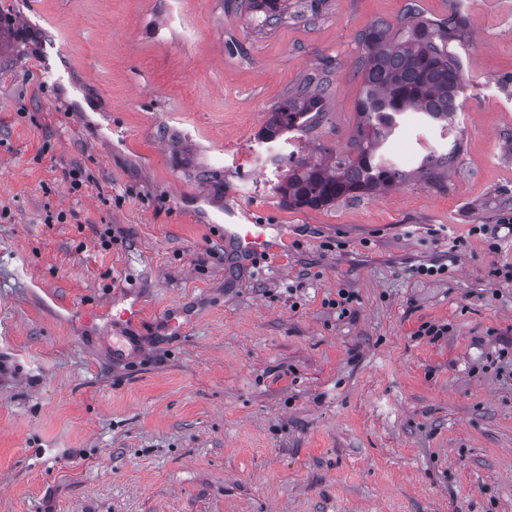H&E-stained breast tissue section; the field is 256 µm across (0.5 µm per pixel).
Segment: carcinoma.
<instances>
[{
  "label": "carcinoma",
  "instance_id": "obj_1",
  "mask_svg": "<svg viewBox=\"0 0 512 512\" xmlns=\"http://www.w3.org/2000/svg\"><path fill=\"white\" fill-rule=\"evenodd\" d=\"M252 14L263 15L259 24L283 19V0H243ZM457 15L428 18L415 3L407 5L401 24L376 22L359 36L364 54L357 62L363 91L357 104L359 123L352 139L353 151L333 163L301 159L289 167L277 186L279 194L295 208L328 209L341 200L358 198L401 183L411 173L389 163L383 155L387 143L401 127V118L412 113L429 125L448 129L462 109L465 86L457 49L466 40ZM326 80L309 79L269 112L259 134L263 143L284 134L305 131L322 115ZM461 144L445 153L427 154L417 174L435 187L453 166Z\"/></svg>",
  "mask_w": 512,
  "mask_h": 512
}]
</instances>
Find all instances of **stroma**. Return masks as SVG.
Wrapping results in <instances>:
<instances>
[{
    "label": "stroma",
    "instance_id": "1",
    "mask_svg": "<svg viewBox=\"0 0 512 512\" xmlns=\"http://www.w3.org/2000/svg\"><path fill=\"white\" fill-rule=\"evenodd\" d=\"M239 2L0 0V512H512V0H418L465 21L466 99L390 151L411 171L460 138L443 188L328 210L287 206L257 135L323 71L279 150L351 152L357 36L408 0L264 27ZM229 223L275 249L221 247ZM125 290L146 351L117 362L78 316ZM327 88L324 78H319L315 83L314 78H310L272 107L266 125L259 134L261 142H273L293 130L305 131L307 126L322 115Z\"/></svg>",
    "mask_w": 512,
    "mask_h": 512
}]
</instances>
